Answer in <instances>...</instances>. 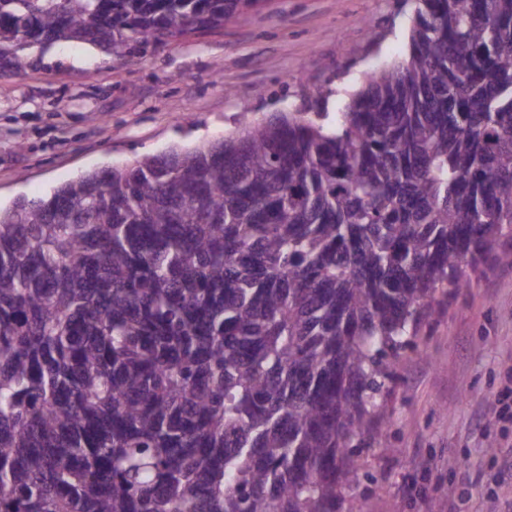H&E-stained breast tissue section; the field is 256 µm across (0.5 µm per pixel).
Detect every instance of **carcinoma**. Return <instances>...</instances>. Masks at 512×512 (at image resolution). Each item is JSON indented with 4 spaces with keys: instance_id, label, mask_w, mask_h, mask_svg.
I'll return each mask as SVG.
<instances>
[{
    "instance_id": "carcinoma-1",
    "label": "carcinoma",
    "mask_w": 512,
    "mask_h": 512,
    "mask_svg": "<svg viewBox=\"0 0 512 512\" xmlns=\"http://www.w3.org/2000/svg\"><path fill=\"white\" fill-rule=\"evenodd\" d=\"M248 0H0V78ZM0 208V512H358L354 441L512 266V0H415L336 125L281 112Z\"/></svg>"
}]
</instances>
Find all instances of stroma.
<instances>
[{
	"label": "stroma",
	"instance_id": "1",
	"mask_svg": "<svg viewBox=\"0 0 512 512\" xmlns=\"http://www.w3.org/2000/svg\"><path fill=\"white\" fill-rule=\"evenodd\" d=\"M410 0H263L119 59L83 44L0 78V206L91 169L192 147L270 113L335 124L367 72L407 59ZM391 452L362 443L366 512H512V266L451 297L395 366Z\"/></svg>",
	"mask_w": 512,
	"mask_h": 512
}]
</instances>
